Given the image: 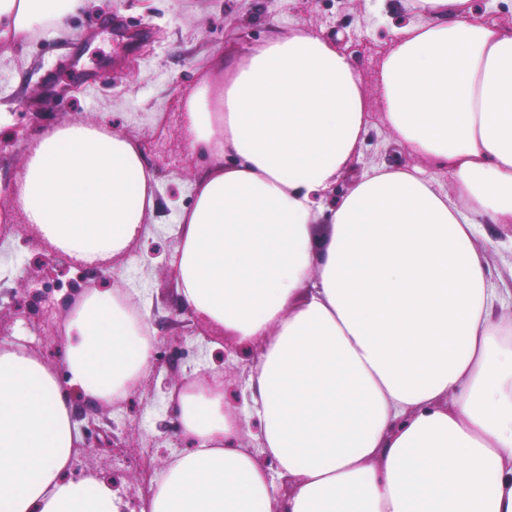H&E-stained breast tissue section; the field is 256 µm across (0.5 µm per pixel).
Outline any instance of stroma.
<instances>
[{
  "label": "stroma",
  "instance_id": "1",
  "mask_svg": "<svg viewBox=\"0 0 512 512\" xmlns=\"http://www.w3.org/2000/svg\"><path fill=\"white\" fill-rule=\"evenodd\" d=\"M405 7L383 0H85L63 33L45 27L26 40H0V336L63 370V343L57 329L70 302L67 281L94 280L90 265L59 263L58 279L42 284L47 303L21 291L22 280L38 278L47 251L17 207L10 190L32 141L56 124L83 121L112 124L134 137L158 185L156 232L110 266L112 288L138 285L150 322L156 323L152 366L128 393L121 424L114 410L98 408L95 428L81 431L75 474L99 473L129 493L133 512L141 505L144 476L132 461L144 448L140 415L154 408L153 457L162 472L172 447L184 440L174 388L190 368L205 363L224 376V386L241 391L252 361L222 329H205L178 315L172 272L175 239L170 229L192 201L191 185L209 160L190 147L183 128L185 102L200 83L217 75L222 63L273 31L301 26L336 43L352 58L371 112L359 152L351 165L362 172L381 165H420L401 147L381 107L382 60L398 21L411 19ZM209 339L198 349L189 335Z\"/></svg>",
  "mask_w": 512,
  "mask_h": 512
}]
</instances>
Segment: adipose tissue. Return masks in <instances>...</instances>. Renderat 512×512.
<instances>
[{
	"label": "adipose tissue",
	"mask_w": 512,
	"mask_h": 512,
	"mask_svg": "<svg viewBox=\"0 0 512 512\" xmlns=\"http://www.w3.org/2000/svg\"><path fill=\"white\" fill-rule=\"evenodd\" d=\"M411 3L382 104L434 171L378 166L322 206L370 114L351 58L302 27L247 46L189 99L210 164L174 230L178 297L258 359L238 411L223 384L186 377L190 446L141 512H512V290L492 278L486 231L512 224V24L472 0ZM82 7L0 0V40L65 31ZM156 188L133 138L65 121L31 150L19 201L46 242L96 263L140 244ZM149 330L132 294L93 287L67 315L65 378L0 343V512H128L98 474L71 475L69 390L125 398L151 364Z\"/></svg>",
	"instance_id": "obj_1"
}]
</instances>
